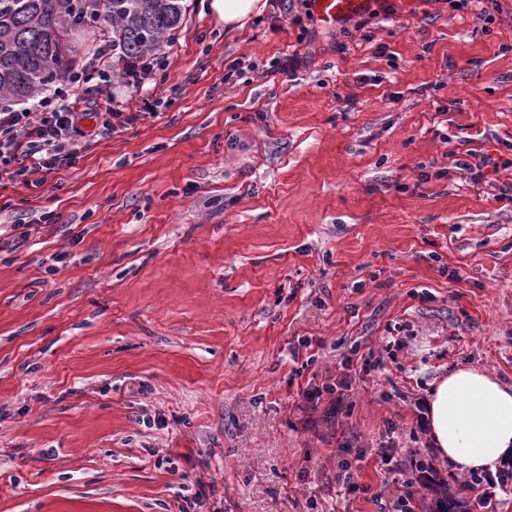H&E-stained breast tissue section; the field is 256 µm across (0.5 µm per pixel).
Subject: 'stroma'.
<instances>
[{"label":"stroma","instance_id":"stroma-1","mask_svg":"<svg viewBox=\"0 0 512 512\" xmlns=\"http://www.w3.org/2000/svg\"><path fill=\"white\" fill-rule=\"evenodd\" d=\"M209 2L132 126L97 135L105 98L76 87L88 147L0 185V512H380L387 421L407 441L459 367L512 385V171L462 167L512 154V0L487 30L476 2L394 0L346 36L299 0L235 31ZM32 211L60 221L17 230ZM372 355L340 424L307 407ZM337 469L339 470V474L337 476L338 481L342 482L343 485L346 486V489L351 492H362L368 493L370 491V487L368 485H364L358 482V469H352V462L349 458L344 457L340 459L337 463Z\"/></svg>","mask_w":512,"mask_h":512}]
</instances>
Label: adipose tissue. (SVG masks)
Instances as JSON below:
<instances>
[{
  "instance_id": "adipose-tissue-1",
  "label": "adipose tissue",
  "mask_w": 512,
  "mask_h": 512,
  "mask_svg": "<svg viewBox=\"0 0 512 512\" xmlns=\"http://www.w3.org/2000/svg\"><path fill=\"white\" fill-rule=\"evenodd\" d=\"M431 436L440 455L461 471H495L512 457V387L461 367L428 399Z\"/></svg>"
}]
</instances>
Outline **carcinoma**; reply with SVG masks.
I'll use <instances>...</instances> for the list:
<instances>
[{
	"mask_svg": "<svg viewBox=\"0 0 512 512\" xmlns=\"http://www.w3.org/2000/svg\"><path fill=\"white\" fill-rule=\"evenodd\" d=\"M185 0H0V109L51 88L103 34L112 71L174 39Z\"/></svg>",
	"mask_w": 512,
	"mask_h": 512,
	"instance_id": "carcinoma-1",
	"label": "carcinoma"
}]
</instances>
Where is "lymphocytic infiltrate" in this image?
<instances>
[{"instance_id":"obj_1","label":"lymphocytic infiltrate","mask_w":512,"mask_h":512,"mask_svg":"<svg viewBox=\"0 0 512 512\" xmlns=\"http://www.w3.org/2000/svg\"><path fill=\"white\" fill-rule=\"evenodd\" d=\"M112 55L107 44H100L88 54L83 64L50 92L39 96L26 107L0 112V182L32 187V174L51 173L62 165L75 162L85 148L86 132L83 122L87 117L83 101L75 89L81 84L98 81L108 103H118L112 91V74L108 61ZM351 388L349 377L336 382H325L308 388L304 400L318 407L322 397L330 403L324 421L338 423L347 411L345 400ZM416 426L410 433L411 447L399 451L390 445L376 449L383 466H395L400 488L390 502V512H417L419 496L434 480L436 467L431 456L432 445L426 442L429 433L425 398H417ZM512 483V460L506 461L496 472H473L462 483L465 491L474 493L481 512H495L498 495Z\"/></svg>"}]
</instances>
